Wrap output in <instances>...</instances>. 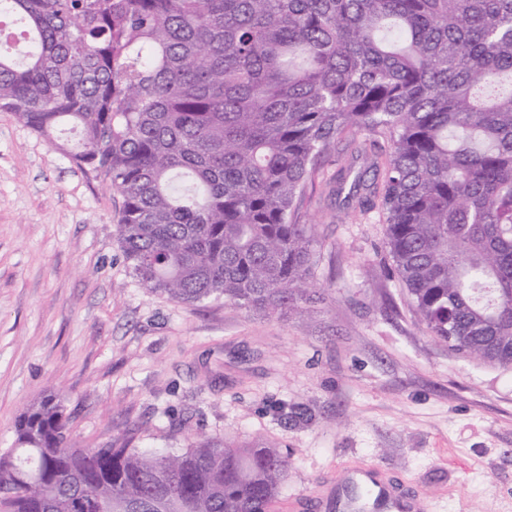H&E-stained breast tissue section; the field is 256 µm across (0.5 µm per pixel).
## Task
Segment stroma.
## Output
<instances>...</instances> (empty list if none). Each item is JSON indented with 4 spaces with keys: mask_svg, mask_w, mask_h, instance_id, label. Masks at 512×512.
<instances>
[{
    "mask_svg": "<svg viewBox=\"0 0 512 512\" xmlns=\"http://www.w3.org/2000/svg\"><path fill=\"white\" fill-rule=\"evenodd\" d=\"M374 152L361 136L337 143L300 204L324 302L267 317L147 293L108 180L0 112V450L51 394L78 448L277 444L290 469L275 512L351 463L415 485L419 512H512V369L434 341L382 216L337 195V171Z\"/></svg>",
    "mask_w": 512,
    "mask_h": 512,
    "instance_id": "stroma-1",
    "label": "stroma"
}]
</instances>
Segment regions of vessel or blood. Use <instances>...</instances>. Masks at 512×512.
Segmentation results:
<instances>
[{
    "mask_svg": "<svg viewBox=\"0 0 512 512\" xmlns=\"http://www.w3.org/2000/svg\"><path fill=\"white\" fill-rule=\"evenodd\" d=\"M329 512H415L414 500L371 469L354 467L326 498Z\"/></svg>",
    "mask_w": 512,
    "mask_h": 512,
    "instance_id": "vessel-or-blood-1",
    "label": "vessel or blood"
}]
</instances>
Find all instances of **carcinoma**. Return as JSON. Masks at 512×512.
Instances as JSON below:
<instances>
[{
	"label": "carcinoma",
	"instance_id": "obj_1",
	"mask_svg": "<svg viewBox=\"0 0 512 512\" xmlns=\"http://www.w3.org/2000/svg\"><path fill=\"white\" fill-rule=\"evenodd\" d=\"M4 21L0 112L109 180L148 292L309 312L296 201L337 140L381 137L337 193L381 210L433 339L512 368V0H0ZM289 468L261 440L74 448L48 395L0 453V512H270Z\"/></svg>",
	"mask_w": 512,
	"mask_h": 512
}]
</instances>
